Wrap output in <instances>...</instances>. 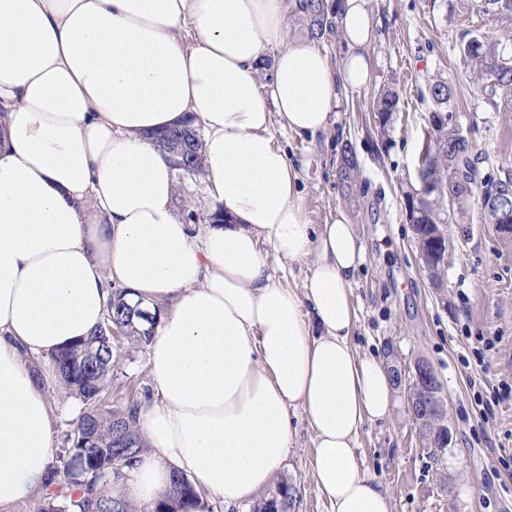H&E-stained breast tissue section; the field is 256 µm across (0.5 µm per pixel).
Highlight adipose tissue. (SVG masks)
Instances as JSON below:
<instances>
[{"label":"adipose tissue","instance_id":"adipose-tissue-1","mask_svg":"<svg viewBox=\"0 0 512 512\" xmlns=\"http://www.w3.org/2000/svg\"><path fill=\"white\" fill-rule=\"evenodd\" d=\"M332 8L334 57L291 36L287 0H0V512L47 482L50 354L103 322L114 282L162 310L136 421L147 450L115 492L148 505L178 473L235 505L282 469L299 409L330 512H392L358 447L394 387L352 342L357 226L343 207L311 223L275 136L327 133L373 79L367 0ZM188 116L220 224L174 206L155 135ZM270 253L310 261L301 287Z\"/></svg>","mask_w":512,"mask_h":512}]
</instances>
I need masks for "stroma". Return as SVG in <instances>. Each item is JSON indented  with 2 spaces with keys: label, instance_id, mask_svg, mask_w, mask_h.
Listing matches in <instances>:
<instances>
[{
  "label": "stroma",
  "instance_id": "stroma-1",
  "mask_svg": "<svg viewBox=\"0 0 512 512\" xmlns=\"http://www.w3.org/2000/svg\"><path fill=\"white\" fill-rule=\"evenodd\" d=\"M377 22L370 52L371 88L350 94L327 137L288 138L301 171V191L315 224L346 206L364 248L353 280L359 322L354 344L384 365L410 375L415 363L433 369L442 389L452 444L432 454L408 410V384L395 389L387 421L364 428L359 446L366 467L392 495V512H512V397L493 393L512 386V241H503L481 218L472 194L450 216V254L440 287H433L405 211V194L419 188L418 158L434 105L427 85L454 90L457 121L474 143L482 173L512 170V112H494L470 80L456 51L463 30L498 38L491 19L469 0H368ZM399 94L398 110L380 128L372 110L374 88ZM352 141L361 165L360 187L336 177L341 146ZM179 217L204 218L214 204L202 174L177 172ZM120 386L152 391L148 348L125 344ZM292 439L282 470L298 489L296 512H329L310 472L314 433L302 411L290 415Z\"/></svg>",
  "mask_w": 512,
  "mask_h": 512
}]
</instances>
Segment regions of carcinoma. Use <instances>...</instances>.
Masks as SVG:
<instances>
[{
    "mask_svg": "<svg viewBox=\"0 0 512 512\" xmlns=\"http://www.w3.org/2000/svg\"><path fill=\"white\" fill-rule=\"evenodd\" d=\"M498 3L502 8L495 22L512 34V0H498ZM297 10L309 19L315 37L322 38L335 32L333 16L327 13L323 0H297ZM458 51L463 61L471 66L472 79L480 87L486 105L494 112L505 107L512 110V60H507L512 54L507 50V43L489 40L478 30H467L460 36ZM428 93L437 111L432 115L434 137L423 143L419 179L424 185L439 184L442 193L450 192L458 197H468L476 188H482V220L487 223L491 219L487 213L489 201L499 192L512 188V175L507 173L497 181L491 178L479 180L474 162L475 145L468 136L460 135L456 127V114L451 107L452 88L436 80L428 84ZM398 101V94L389 88L375 94L373 111L378 114L381 127L387 126L397 110ZM159 139L160 147L173 154L177 144H185L187 162L182 171H200L201 138L192 121H185L180 129L159 134ZM341 160L340 178L347 182L356 181L358 158L353 143L342 145ZM405 198L420 252H427L431 225L445 223L438 199L420 190L406 193ZM154 323L153 319L144 324L131 317L129 303L120 291L112 299L103 322L90 336L51 354L61 379L79 398L81 408L78 417L62 431L64 454L51 466L46 486L49 493L44 495L39 512H113L115 508L119 512H178L185 501L198 497L194 485L182 475L173 479L162 500L140 510L120 495L106 494L112 479V459L116 456L112 437L117 430H123L130 442L124 456L125 467H134L144 450L133 430L139 401L132 398L119 407L108 403L122 348L112 341V329H120L122 339L142 345L149 343L152 336V329L145 325ZM90 344L100 353L93 361L87 354ZM445 421L446 412L441 410L434 412L430 422L426 423L425 439L428 447L436 452L448 447V429L441 427ZM296 495L295 486L282 477L268 496L253 505L252 512H269L277 503L288 512L293 508Z\"/></svg>",
    "mask_w": 512,
    "mask_h": 512,
    "instance_id": "cac0c4a2",
    "label": "carcinoma"
}]
</instances>
